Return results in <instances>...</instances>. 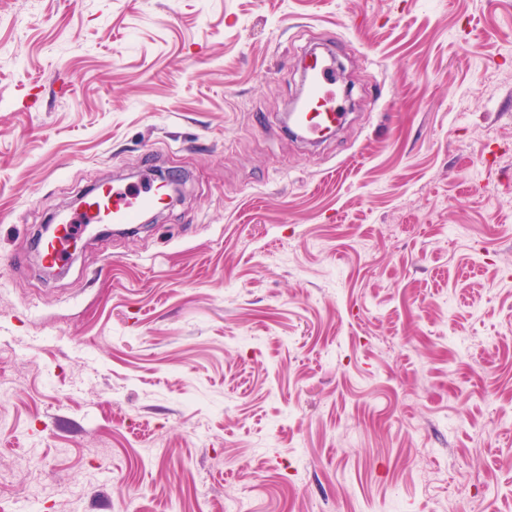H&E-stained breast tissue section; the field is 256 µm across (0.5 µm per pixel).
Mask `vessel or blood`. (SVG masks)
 Masks as SVG:
<instances>
[{
	"label": "vessel or blood",
	"instance_id": "1",
	"mask_svg": "<svg viewBox=\"0 0 512 512\" xmlns=\"http://www.w3.org/2000/svg\"><path fill=\"white\" fill-rule=\"evenodd\" d=\"M306 79L303 103L295 118L301 130L300 141L315 143L327 130L340 125L344 114L336 106L339 87L333 67L321 60L312 62L306 68ZM162 200L160 185L152 181L131 187L109 186L101 194L91 196L79 218L63 224L61 234L46 243L40 254L42 264L64 266L69 243L80 225L108 221L135 224L145 209L159 206Z\"/></svg>",
	"mask_w": 512,
	"mask_h": 512
}]
</instances>
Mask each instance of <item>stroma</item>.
Wrapping results in <instances>:
<instances>
[{
    "label": "stroma",
    "mask_w": 512,
    "mask_h": 512,
    "mask_svg": "<svg viewBox=\"0 0 512 512\" xmlns=\"http://www.w3.org/2000/svg\"><path fill=\"white\" fill-rule=\"evenodd\" d=\"M150 168L178 202L42 273ZM234 498L512 512V0H0V512ZM330 63L328 56L322 57ZM323 60L310 63L306 68L307 85L303 103L299 112L295 113L301 134L296 138L305 143L321 140L327 130L337 127L345 113L336 108L339 93L338 78L332 66Z\"/></svg>",
    "instance_id": "obj_1"
}]
</instances>
